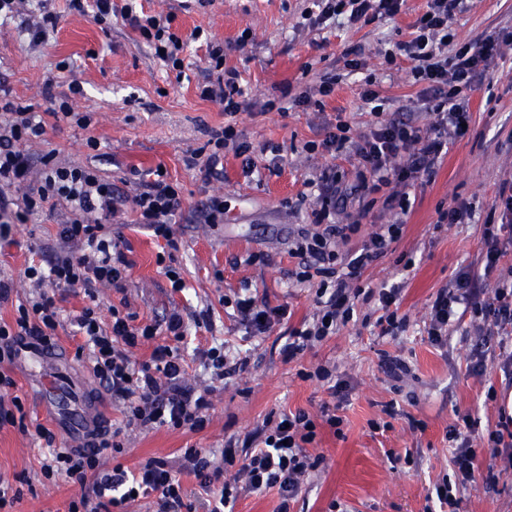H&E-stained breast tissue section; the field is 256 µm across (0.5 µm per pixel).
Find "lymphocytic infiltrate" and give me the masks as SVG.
Listing matches in <instances>:
<instances>
[{
  "mask_svg": "<svg viewBox=\"0 0 512 512\" xmlns=\"http://www.w3.org/2000/svg\"><path fill=\"white\" fill-rule=\"evenodd\" d=\"M405 0H313L308 14L310 26H326L343 19L349 24L392 18ZM68 9L81 15L92 14L99 23L119 17L125 25L139 31L148 45L159 51L161 60L175 70H183L182 54L186 43L170 31L172 15H149L132 5L117 8L112 0H68ZM463 0H427L425 11L414 23L410 40L398 43L396 51L386 53L387 63L404 57L411 64L415 82L427 84L431 93L430 123L420 126L382 116L379 95L364 88L361 97L379 119L369 134L352 139L350 125L337 118L322 142H307L306 151L321 150L332 157L353 156L357 161L355 182L344 187L336 168L322 172L310 223L302 225L288 244V254L296 258L297 282L316 284V312L312 320L291 328L282 353L296 358L303 351L335 334L338 325L354 316V297L360 296L357 282L363 269L387 254L402 234V222L380 225L359 250L341 251L360 230L359 224H340L337 212L343 211L350 196L389 188L385 199L389 208L408 213V186L421 177L432 176L448 153L450 140L463 137V125L470 116L460 106L463 92L475 90L486 70L504 48H512V30L499 29L471 42L455 39L452 21L463 11ZM209 79L201 86L202 99L223 106L234 116L246 104V89L235 71L224 67V49L213 44L208 49ZM66 120L70 125L88 129L93 116L74 111L68 98L60 99L49 115L15 101L11 90L0 84V210L10 212L19 223L43 213L45 209H63L65 218L57 232L53 257L40 265H26L23 274L34 286L52 283L62 291H84L93 296L99 286L121 287L131 267L118 241L113 239L109 222L123 207H132L137 221L154 237L165 240L170 249L178 242L172 231L181 200L165 176L144 183L142 190L127 194L114 188L99 171L88 165L68 164L55 152L32 161L21 149L23 143L43 138L48 119ZM211 152L206 175L215 174L225 149L241 157L247 171H254V149L242 140L233 125L211 131L207 141ZM38 172V186H29L31 172ZM495 207L500 221L485 225L481 260L485 269L497 266L505 251L501 234L512 237V180L504 181ZM472 270L459 272L438 290L430 306L427 336L438 347L444 346L456 315V306L470 311L478 328L488 331L497 341V366L506 387L512 388V279H501L495 287L481 288ZM232 307L238 319L255 336H262L285 320L287 306H272L248 295L235 296ZM56 296L40 292L16 307L12 321H0V364L13 362L19 352L31 347L50 350L56 345L57 330L70 321L82 339V347L100 385L123 406L121 426L90 429L81 448H55L44 464L45 478L61 476L83 480L94 471L95 497L70 502L68 512H124L136 497L155 496L156 512H225L240 494L276 490V512H292L300 487L324 462L323 455L311 454L310 444L317 438L318 424L339 429L342 420L330 405H322L319 415L307 411L267 417L255 434L249 436L250 449L239 452L234 441L224 446V464L215 466L200 448L185 449L179 467L156 458L139 463L135 469L116 465L104 471L99 456L104 451L120 450L119 437L128 428L150 429L166 426L191 432L203 430L208 421L211 401L207 393H194L185 384L186 364L178 344L186 336L187 325L179 311L162 320L138 322L131 312L110 307L109 321H102L98 306L87 305L69 319H62ZM153 341L148 360L132 361L129 353L141 342ZM477 423L470 415L458 416L448 428L453 444L451 464L454 481H442L435 487L440 506L459 512L461 489L483 485L493 487L498 472L512 470V414L500 411L495 426L485 434H476ZM233 467L232 482H223L225 467ZM194 474L202 497L189 500L181 473Z\"/></svg>",
  "mask_w": 512,
  "mask_h": 512,
  "instance_id": "obj_1",
  "label": "lymphocytic infiltrate"
}]
</instances>
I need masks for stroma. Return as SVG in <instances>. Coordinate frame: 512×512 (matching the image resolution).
Listing matches in <instances>:
<instances>
[{
	"label": "stroma",
	"instance_id": "obj_1",
	"mask_svg": "<svg viewBox=\"0 0 512 512\" xmlns=\"http://www.w3.org/2000/svg\"><path fill=\"white\" fill-rule=\"evenodd\" d=\"M426 0H406L402 12L390 20L348 27L339 22L318 29L303 17L312 0H135L147 12L172 14L173 32L187 39L184 75H177L139 35L121 23H96L91 16L70 13L67 0H49L59 24L47 42L32 43L18 26L31 19L29 0H23L18 20L0 24V82L10 87L19 103L36 111L50 109L52 98L68 92L78 80L84 93L72 101L78 112H90L94 121L83 130L67 122H49L44 140L27 144L26 153L39 157L56 150L60 159L96 167L123 192H134L143 174L160 169L177 189L181 207L175 218L177 251L165 264L157 257L163 239L135 224L132 211L112 220L132 267L122 288L100 287L94 297L69 294L62 301L72 313L97 301L101 309L128 306L140 320L162 319L179 310L189 322L180 349L188 364L187 381L195 389L211 388L209 421L198 432L167 427L127 432L117 457L132 468L154 457L179 466L184 449L202 448L221 455L228 440L244 442L261 427L269 413L303 409L319 414L331 397L318 382L301 379L299 370L324 364L335 368L348 384L346 399L336 410L343 420L341 434L319 425L314 450L324 456L319 471L302 485L294 512H436L430 494L442 478H453L448 427L457 414H471L482 424H495L498 409L512 405V390L504 389L492 362L495 342L479 335L470 314H461L448 336L447 346H432L425 325L437 291L459 270L479 268L481 237L486 223L496 221L493 205L504 180L512 179V51L496 58L478 87L463 98L470 114L467 134L448 146V154L431 179H418L410 189L411 208L402 236L390 252L364 270L361 286L382 282L402 286L399 312L407 318L405 331L381 335L370 316L374 304L357 303L353 319L331 336L285 361L282 349L289 327L300 326L314 311L315 290L296 285L291 276L296 261L288 254V237L307 223L309 204L301 203L306 181L318 179L329 165L352 174L355 159H331L325 153L307 154L305 143L324 139L330 123L344 115L352 137L368 133L374 121L361 98L365 80H372L387 115L429 122L428 99L422 85L413 83L405 61L387 64L386 50L408 40L412 25ZM512 27V0H471L458 13L454 30L458 40L474 41L492 30ZM224 47V65L237 69L247 88L249 105L234 121L242 138L251 142L259 164L269 163L274 152L284 161L276 173H245L240 158L224 154V173L206 177L204 156L198 150L207 141V129L223 126L222 108L201 99L198 87L208 76L205 47L191 40L194 29ZM357 49L363 70L344 74L343 55ZM70 71H58L60 61ZM339 74L340 82L322 106L265 110L267 101L296 96L319 83L320 76ZM97 138L99 150L86 145ZM223 196L227 210L220 224L200 223L197 215L207 199ZM466 202L472 216L466 224H442L440 210ZM63 211L42 214L25 224H8L11 243L0 248V275L11 277V303L0 306V319L11 321L16 303L33 297L35 290L22 271L35 254L57 240ZM264 255L261 264H246L249 254ZM181 270L186 288L176 292L164 274L165 266ZM248 293L270 305L288 304V324L267 335L246 333L225 299ZM208 311L211 328H197L194 318ZM246 357L245 371L221 381L212 380L199 358L201 351L219 342ZM79 343L70 327L60 328L57 346L49 359L40 352L23 351L9 374L14 384L0 395L19 398L27 432L0 428V479L26 477L25 492L14 512H67L70 501L94 494V474L84 482L45 478L42 464L48 455L36 425H43L59 446L79 444L76 424L95 414L121 421L122 407L111 392L99 386L87 359L77 358ZM488 357L483 376L470 373L474 354ZM398 356L412 375L393 387L383 365L384 355ZM66 388L68 399L55 405L46 380ZM394 404L396 416L384 412ZM419 429H412L411 421ZM461 512H512V471L501 473L496 489L470 487L461 492Z\"/></svg>",
	"mask_w": 512,
	"mask_h": 512
}]
</instances>
